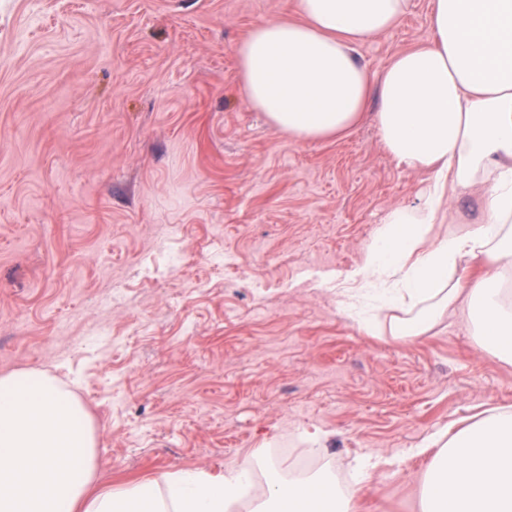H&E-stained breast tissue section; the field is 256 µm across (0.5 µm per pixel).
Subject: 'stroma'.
Wrapping results in <instances>:
<instances>
[{
    "instance_id": "35a3bbf8",
    "label": "stroma",
    "mask_w": 512,
    "mask_h": 512,
    "mask_svg": "<svg viewBox=\"0 0 512 512\" xmlns=\"http://www.w3.org/2000/svg\"><path fill=\"white\" fill-rule=\"evenodd\" d=\"M430 0L360 44L380 72L426 41ZM290 0H0V374L71 383L101 480L376 461L374 512H412L416 448L512 411V363L465 316L414 341L338 308L425 173L372 120L298 143L243 96L236 43ZM183 253L174 264L171 254Z\"/></svg>"
}]
</instances>
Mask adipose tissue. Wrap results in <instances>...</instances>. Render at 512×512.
<instances>
[{
    "label": "adipose tissue",
    "instance_id": "1",
    "mask_svg": "<svg viewBox=\"0 0 512 512\" xmlns=\"http://www.w3.org/2000/svg\"><path fill=\"white\" fill-rule=\"evenodd\" d=\"M409 0H294L296 19L236 44L250 106L296 142L340 138L372 116L388 155L430 173L418 205L388 211L340 311L367 334L416 340L467 309L475 335L512 361V0H430L429 41L380 72L357 45L392 30ZM481 190L480 220L448 200ZM467 278L456 275L458 268ZM418 512H512V412L493 410L419 448ZM97 437L69 387L33 370L0 375V512H370L364 462L350 488L281 478L251 459L214 474L101 484Z\"/></svg>",
    "mask_w": 512,
    "mask_h": 512
}]
</instances>
